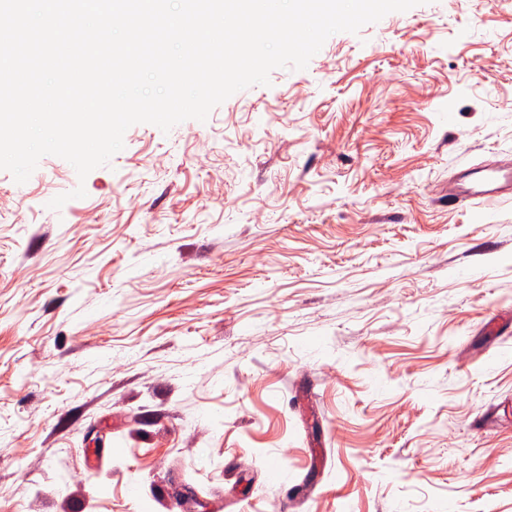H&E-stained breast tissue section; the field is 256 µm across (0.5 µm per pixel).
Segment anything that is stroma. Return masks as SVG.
I'll return each mask as SVG.
<instances>
[{"label":"stroma","instance_id":"1","mask_svg":"<svg viewBox=\"0 0 512 512\" xmlns=\"http://www.w3.org/2000/svg\"><path fill=\"white\" fill-rule=\"evenodd\" d=\"M511 163L512 0H426L0 170V512H512ZM451 190L459 201L482 199L492 201L512 190V171L503 167L494 170L467 169Z\"/></svg>","mask_w":512,"mask_h":512}]
</instances>
